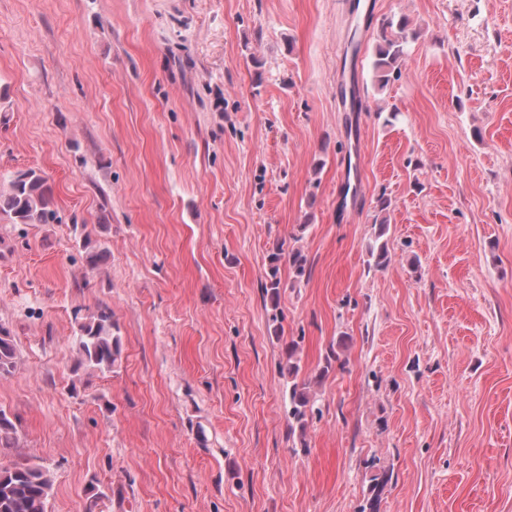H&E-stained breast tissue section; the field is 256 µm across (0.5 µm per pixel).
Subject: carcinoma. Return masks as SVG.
<instances>
[{"label":"carcinoma","instance_id":"cac0c4a2","mask_svg":"<svg viewBox=\"0 0 512 512\" xmlns=\"http://www.w3.org/2000/svg\"><path fill=\"white\" fill-rule=\"evenodd\" d=\"M408 39L407 23L388 19L381 25L380 41L376 47L373 70L379 85L389 83L391 76L400 72V62L406 56ZM0 216L11 224H51L58 220L52 186L40 172L29 169L13 177L6 189L0 190ZM88 267L96 269L108 258V251L91 245L90 234L81 237ZM288 260V268L296 282L309 275L307 258L298 248L287 251L278 247L269 255V267L264 285L266 297L272 307L273 332L280 330L279 299L283 288L280 272L282 259ZM76 331L74 343L78 358L74 372L80 369L93 372H112L121 361L122 342L118 327L112 320V309L103 306L94 311H74ZM298 343L288 347V356L282 370L292 379L289 392L288 421L290 429L299 430L301 446H306L305 433L308 417L316 411V396L311 393L310 384L297 381L300 372L297 360ZM17 348L11 331L0 325V375L11 373L17 364ZM16 427L5 410L0 409V448L15 447ZM366 504L360 512H378L380 495L386 482V475L373 478ZM54 478L50 470L39 464H0V512H48L53 494Z\"/></svg>","mask_w":512,"mask_h":512}]
</instances>
